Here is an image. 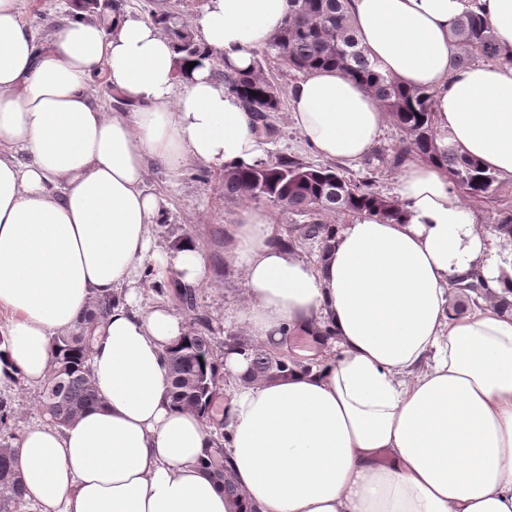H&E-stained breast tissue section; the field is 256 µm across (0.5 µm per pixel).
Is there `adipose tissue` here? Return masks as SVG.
I'll return each mask as SVG.
<instances>
[{
    "mask_svg": "<svg viewBox=\"0 0 512 512\" xmlns=\"http://www.w3.org/2000/svg\"><path fill=\"white\" fill-rule=\"evenodd\" d=\"M288 0H206L192 26L205 52L177 53L158 26L111 14L71 17L45 44L0 0V383L42 386L51 341L91 300H111L89 366L103 403L67 426L30 423L19 438L20 512H512V316L494 301L512 255L475 224L447 175L414 162L395 194L403 222L339 225L325 258L282 246L268 212L229 225L252 336L280 346L316 330L301 368L252 383L249 355L222 360L234 388L221 415L241 493L202 467L209 426L172 404L165 351L187 332L164 305L140 306L144 270L195 288L208 281L193 241L160 248L164 202L149 161L250 166L253 117L214 74L213 53L246 71L288 14ZM480 8L512 50V0H348L358 42L380 71L435 94V123L462 153L512 180V65L456 68L455 22ZM103 80L118 108L91 91ZM290 120L324 158L369 155L387 115L333 68L292 90ZM480 273L488 298L451 314L452 281Z\"/></svg>",
    "mask_w": 512,
    "mask_h": 512,
    "instance_id": "obj_1",
    "label": "adipose tissue"
}]
</instances>
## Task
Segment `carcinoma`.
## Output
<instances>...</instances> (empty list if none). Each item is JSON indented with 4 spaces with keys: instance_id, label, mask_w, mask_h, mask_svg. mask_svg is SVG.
I'll use <instances>...</instances> for the list:
<instances>
[{
    "instance_id": "cac0c4a2",
    "label": "carcinoma",
    "mask_w": 512,
    "mask_h": 512,
    "mask_svg": "<svg viewBox=\"0 0 512 512\" xmlns=\"http://www.w3.org/2000/svg\"><path fill=\"white\" fill-rule=\"evenodd\" d=\"M346 0H289V10L282 27L263 49L256 52L254 70L246 73L229 71L224 62L214 58L213 66L222 72L224 83L242 99L245 109L254 116L260 131H269L267 117L282 105V90L265 76L263 62L273 58L282 68L306 74L332 67L347 77L362 82L380 102L383 111L402 133V141L393 164L400 165L412 157L440 167L448 182L460 196L497 202L504 190L499 176L479 160L467 156L447 141L434 122V94L427 88H406L378 72L364 48L355 39L345 6ZM152 20L175 43L178 52L193 56L200 52L196 33L175 21L169 10L152 12ZM459 47L455 64L466 67L481 59L487 63L512 64V54L497 47L493 31L476 12L461 18L453 29ZM224 197L284 203L282 211L306 218L304 224L291 225L281 244L296 251L315 244L319 256L331 248L333 224L329 216L351 219L372 216L383 222H400L403 211L399 202L372 190L366 181H354L330 167L316 166L294 157L273 161L259 160L248 167L224 169ZM491 231L496 237L512 242V204L504 202L494 211ZM176 295L187 310L193 312L186 336L166 355L173 405L193 408L209 421L215 400L223 391L224 374L215 348V329L210 319L195 312V289L171 281ZM450 292L466 298L472 305L486 297L484 280L477 272L455 280ZM109 307L93 300L85 322L71 332L55 336L51 343V376L41 388L40 410L59 426L68 424L84 409L102 403L95 388L88 360L92 338L87 324L101 318ZM224 346L250 352L252 358L248 380L274 381L300 367L278 347L264 349L248 340L229 335ZM14 409L0 396V512H19L24 501V486L18 468V446L10 443L9 432ZM229 437L215 440L204 461L211 478L236 495L225 464L224 443Z\"/></svg>"
}]
</instances>
